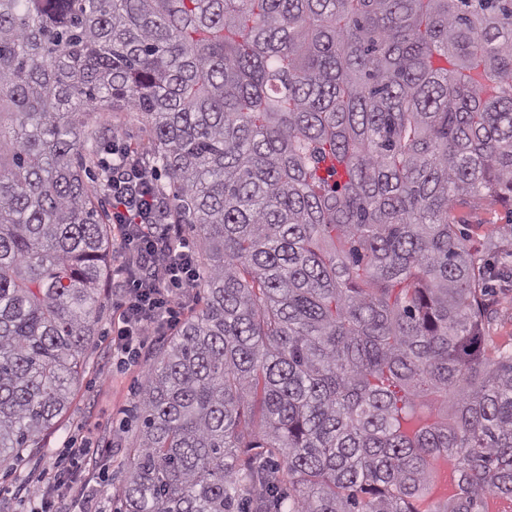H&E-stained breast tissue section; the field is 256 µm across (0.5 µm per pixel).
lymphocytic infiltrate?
Returning a JSON list of instances; mask_svg holds the SVG:
<instances>
[{"label":"lymphocytic infiltrate","instance_id":"lymphocytic-infiltrate-1","mask_svg":"<svg viewBox=\"0 0 512 512\" xmlns=\"http://www.w3.org/2000/svg\"><path fill=\"white\" fill-rule=\"evenodd\" d=\"M149 185L145 173L125 167L112 181V222L121 254L116 273L131 279L112 347L131 358L151 337L175 329L174 310L190 297L199 278L181 235L169 232L164 242L154 241L151 216L160 211L161 202L149 192Z\"/></svg>","mask_w":512,"mask_h":512}]
</instances>
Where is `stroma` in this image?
<instances>
[{
    "label": "stroma",
    "mask_w": 512,
    "mask_h": 512,
    "mask_svg": "<svg viewBox=\"0 0 512 512\" xmlns=\"http://www.w3.org/2000/svg\"><path fill=\"white\" fill-rule=\"evenodd\" d=\"M462 212L463 232L474 236L487 264L499 271L511 270L512 251L495 246L484 231L489 223L512 222V202L472 199ZM117 265L116 254H109L97 312V333L87 344L68 410L44 433L39 447L24 451L21 466L9 471L0 468V512H28L30 486L68 448L79 444L98 447L100 454L90 464L74 469V481L88 483L101 512H118L120 508V489L138 433L133 413L157 343L149 341L134 359H121L113 351L112 336L123 294V284L115 274ZM488 299L491 319L486 331L499 345H511L512 287L494 282Z\"/></svg>",
    "instance_id": "1"
}]
</instances>
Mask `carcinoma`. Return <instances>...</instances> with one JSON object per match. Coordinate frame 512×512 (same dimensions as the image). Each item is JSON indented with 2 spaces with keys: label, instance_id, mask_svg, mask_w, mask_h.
<instances>
[{
  "label": "carcinoma",
  "instance_id": "1",
  "mask_svg": "<svg viewBox=\"0 0 512 512\" xmlns=\"http://www.w3.org/2000/svg\"><path fill=\"white\" fill-rule=\"evenodd\" d=\"M115 104L204 248L120 512L512 505V349L455 214L512 201V0H0V466L95 335Z\"/></svg>",
  "mask_w": 512,
  "mask_h": 512
}]
</instances>
